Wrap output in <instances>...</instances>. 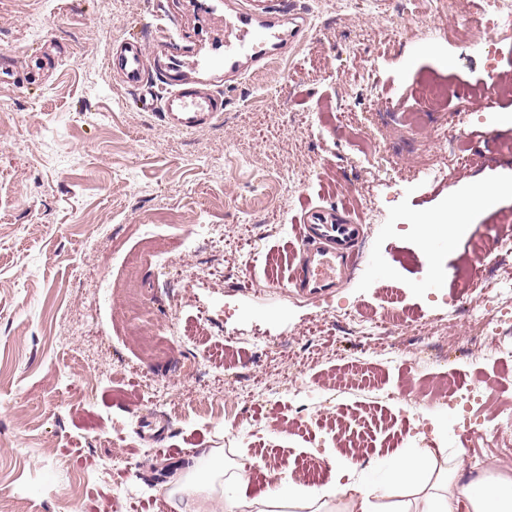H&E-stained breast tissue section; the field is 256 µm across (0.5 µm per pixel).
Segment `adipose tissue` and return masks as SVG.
Listing matches in <instances>:
<instances>
[{"label": "adipose tissue", "mask_w": 512, "mask_h": 512, "mask_svg": "<svg viewBox=\"0 0 512 512\" xmlns=\"http://www.w3.org/2000/svg\"><path fill=\"white\" fill-rule=\"evenodd\" d=\"M501 189L481 181L448 207V234L457 236L477 209L494 208ZM319 487L269 480L250 489L252 469L226 466L221 453L191 459L165 486L184 500L182 512H512V478L465 467L447 448H401L363 468L358 455L331 462Z\"/></svg>", "instance_id": "1"}]
</instances>
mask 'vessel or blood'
<instances>
[{"mask_svg":"<svg viewBox=\"0 0 512 512\" xmlns=\"http://www.w3.org/2000/svg\"><path fill=\"white\" fill-rule=\"evenodd\" d=\"M311 29L307 17L282 15L271 8H257L245 0H225L224 49L194 60L190 71L174 67L171 89L163 102L168 121L181 130L209 123L222 103L203 81L204 73L223 70L225 79H237L253 69L264 68L269 58L287 53ZM144 43L124 42L108 59L112 70L130 88L144 85ZM364 239L363 226L350 209L317 206L308 209L297 227L299 261L292 285L308 295L332 291L353 276Z\"/></svg>","mask_w":512,"mask_h":512,"instance_id":"b4317fda","label":"vessel or blood"}]
</instances>
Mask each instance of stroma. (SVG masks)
I'll return each mask as SVG.
<instances>
[{
	"label": "stroma",
	"instance_id": "1",
	"mask_svg": "<svg viewBox=\"0 0 512 512\" xmlns=\"http://www.w3.org/2000/svg\"><path fill=\"white\" fill-rule=\"evenodd\" d=\"M294 9L311 33L212 80L223 112L183 131L140 109L107 59L132 38L184 61L223 46L224 0H0V512H175L162 485L215 449L319 485L347 438L366 468L401 430L431 444L407 398L426 378L512 402V357L478 354L464 319L470 279L512 283L498 252L512 195L460 236L441 223L473 181L512 180V93L489 84L512 76V33L494 35L491 61L432 36L430 0ZM47 40L52 72L15 67ZM431 79L450 91L439 123L464 129L466 165L406 120ZM330 205L379 212L366 266L298 294L293 227ZM149 243L164 266L128 267ZM344 311L382 327L362 338Z\"/></svg>",
	"mask_w": 512,
	"mask_h": 512
}]
</instances>
